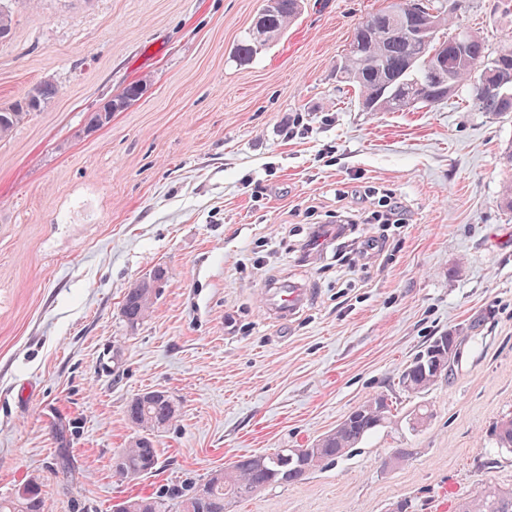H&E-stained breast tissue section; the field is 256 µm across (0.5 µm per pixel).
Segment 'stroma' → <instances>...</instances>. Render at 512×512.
I'll list each match as a JSON object with an SVG mask.
<instances>
[{
	"instance_id": "35a3bbf8",
	"label": "stroma",
	"mask_w": 512,
	"mask_h": 512,
	"mask_svg": "<svg viewBox=\"0 0 512 512\" xmlns=\"http://www.w3.org/2000/svg\"><path fill=\"white\" fill-rule=\"evenodd\" d=\"M0 107L44 81L57 93L0 140V497L38 481L50 512H99L238 456L306 448L383 394L390 424L306 480L228 512H456L479 486L512 488V454L488 433L512 416V112L444 104L362 111L336 69L390 0H304L249 62L236 48L264 0H0ZM457 25L490 49L512 0H467ZM142 96L89 130L126 86ZM400 204L406 225L379 223ZM375 238L368 255L298 250L311 225ZM163 267L153 311L120 312ZM311 288L289 320L266 314L278 281ZM459 329L445 379L413 396L403 366ZM176 418L158 469L134 481L112 458L134 437L138 393ZM430 416L412 426L418 406ZM71 428L66 446L56 430ZM409 452L392 460L394 449ZM67 450L73 469L50 464Z\"/></svg>"
}]
</instances>
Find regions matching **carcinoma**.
<instances>
[{
  "mask_svg": "<svg viewBox=\"0 0 512 512\" xmlns=\"http://www.w3.org/2000/svg\"><path fill=\"white\" fill-rule=\"evenodd\" d=\"M301 9V0H276L275 9L267 14L264 41L280 35ZM473 47L472 60H455L451 68L457 85L470 86L472 104L480 112H504L500 96L484 93L470 81V73L476 64H485L492 70L512 75V41L508 40L497 50L488 48L485 39L477 32L468 31ZM353 47L349 48L340 67L346 83L353 85L358 98L367 99L381 86L393 83L392 91L403 100L410 97L418 104L434 108L443 99L434 95L430 88L410 87L411 77L400 74L404 61L414 57L424 60L430 47L421 43L408 42L399 33H394L391 42L381 34L356 27ZM261 44L254 34L240 42L236 55L241 62H248L257 54ZM57 93L56 87L48 82L36 86V105L27 99L0 108V139L7 137L25 118L42 111ZM154 301L145 297L144 289H131L125 295L121 306L122 316L131 326L143 322L151 312ZM412 375L398 378V384L411 395H421L429 390L426 381L411 362ZM130 423L139 427L138 440L124 449V468L118 476L131 480L146 477L157 470L160 449L157 448L159 433L167 428L176 417V409L169 397H148L142 400L132 398L126 408ZM377 422L367 416L350 419L334 433L313 441L311 447L296 454L291 448H278L270 453L241 456L228 468L209 471L203 476H189L176 483L159 486L148 495H134L126 499L135 512H227V506L235 499L246 498L270 486H285L298 483L310 475L333 464L345 456L351 448L378 428L391 422L394 414L390 404L376 414ZM496 447L512 452V417L497 421L489 432ZM29 493L15 494L9 498L0 497V512H48L45 491L38 483L25 485ZM458 512H512V489L504 490L495 485H484L459 505Z\"/></svg>",
  "mask_w": 512,
  "mask_h": 512,
  "instance_id": "carcinoma-1",
  "label": "carcinoma"
}]
</instances>
